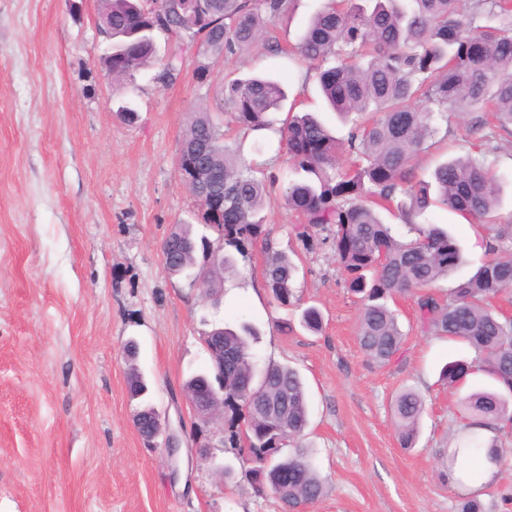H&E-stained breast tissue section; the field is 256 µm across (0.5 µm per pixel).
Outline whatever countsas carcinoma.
Instances as JSON below:
<instances>
[{
  "label": "carcinoma",
  "mask_w": 512,
  "mask_h": 512,
  "mask_svg": "<svg viewBox=\"0 0 512 512\" xmlns=\"http://www.w3.org/2000/svg\"><path fill=\"white\" fill-rule=\"evenodd\" d=\"M290 0H102L100 31L112 33V78L134 79L154 59V32H184L205 47L204 63L195 70L207 82L217 60L253 48L289 53L316 64L315 80L329 108L356 116L346 141L336 139L315 116L289 108L278 129L288 156L290 177L284 189L296 214L292 232L304 245L311 231L325 232L347 288L360 296L358 340L372 361L385 363L402 348L404 333L387 301L397 294L417 297L424 332L466 343L476 361L452 360L442 369L453 387L474 373L475 362L498 384L479 390L462 404L481 419L476 428L500 432L512 422V319L491 304L512 288V225L497 224L500 195L488 156L500 149L496 131L512 134V0H324L298 43L282 46L274 27ZM287 100L276 79L253 76L224 84V105L194 113L180 138L177 163L204 164L220 175L224 212L218 234L239 252L261 246L266 255L265 282L284 306L292 304L295 267L273 246L263 210L265 169L247 163L224 144V109L230 121L251 131L272 129L270 114ZM454 110L468 116L466 127L477 135L475 154L439 163L432 181L415 177V157L430 148L435 118ZM494 114L492 124L485 113ZM440 207L489 225V259L457 283L445 300L432 289L462 263L461 251L448 233L417 228L430 208ZM396 209L418 236L403 241L377 210ZM190 225L178 224L163 243L171 275L194 269L196 251L184 246ZM233 272V260L213 266L202 287L216 292L221 273ZM301 326L322 329L315 307L302 310ZM224 336L225 442L242 451L244 477L259 492H270L282 512H301L323 494V484L303 443L308 425L306 390L298 372L286 365L258 368L252 346L259 332L243 323L228 325ZM132 397L146 384L132 364ZM425 409L424 399L407 389L395 399L401 445L411 448ZM290 451L282 454V442ZM487 448L498 462L512 448L497 443L453 450ZM291 475L288 486L279 473Z\"/></svg>",
  "instance_id": "1"
}]
</instances>
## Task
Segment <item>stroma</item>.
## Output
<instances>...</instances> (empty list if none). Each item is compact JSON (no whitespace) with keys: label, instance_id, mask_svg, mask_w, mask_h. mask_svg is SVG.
<instances>
[{"label":"stroma","instance_id":"stroma-1","mask_svg":"<svg viewBox=\"0 0 512 512\" xmlns=\"http://www.w3.org/2000/svg\"><path fill=\"white\" fill-rule=\"evenodd\" d=\"M99 12L100 0H0V512H280L273 495L239 475L223 420L202 421L185 391L190 374L211 369L202 336L215 322L254 324L258 365H287L303 378L306 441L324 487L303 512H457L465 494L444 472L449 448L471 434L459 401L495 382L481 369L457 391L442 381L444 364L476 354L425 333L412 295L389 302L405 334L400 353L383 365L368 361L357 338L360 303L335 258L291 234L289 166L275 135L263 138L264 214L276 249L297 267L298 306L279 304L264 287L257 247L234 253L237 274L214 296L164 268L162 245L175 225L217 237L197 223L176 156L192 113L214 108L225 80L275 75L299 110L347 137L350 126L325 109L311 65L245 52L203 86L193 53L160 34L152 67L115 81L99 63ZM174 54L179 76L159 80ZM122 105L134 119L118 114ZM437 126L434 146L415 160L417 178L429 179L440 155L472 151L456 113ZM487 162L501 186L495 219L512 223V135ZM428 220L448 230L465 259L438 282L445 296L487 260L489 231L439 207ZM309 306L322 314L320 332L299 322ZM133 365L148 382L146 398L130 395ZM408 388L425 412L406 449L393 403ZM147 403L161 423L150 444L134 425ZM225 467L233 477L223 478Z\"/></svg>","mask_w":512,"mask_h":512}]
</instances>
